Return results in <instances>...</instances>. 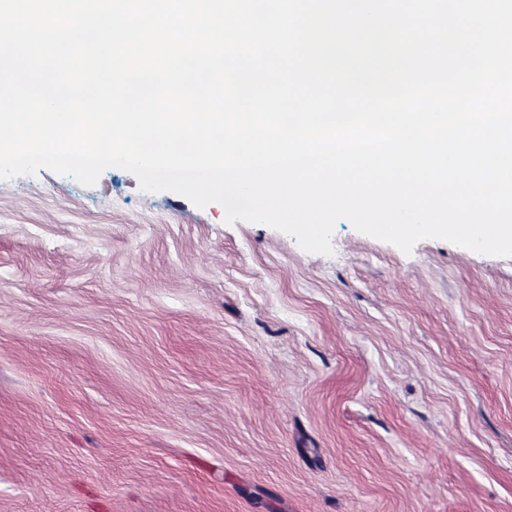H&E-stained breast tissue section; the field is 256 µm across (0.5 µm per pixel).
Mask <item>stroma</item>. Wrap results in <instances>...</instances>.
<instances>
[{
    "mask_svg": "<svg viewBox=\"0 0 512 512\" xmlns=\"http://www.w3.org/2000/svg\"><path fill=\"white\" fill-rule=\"evenodd\" d=\"M331 245L0 180V512H512V258Z\"/></svg>",
    "mask_w": 512,
    "mask_h": 512,
    "instance_id": "obj_1",
    "label": "stroma"
}]
</instances>
